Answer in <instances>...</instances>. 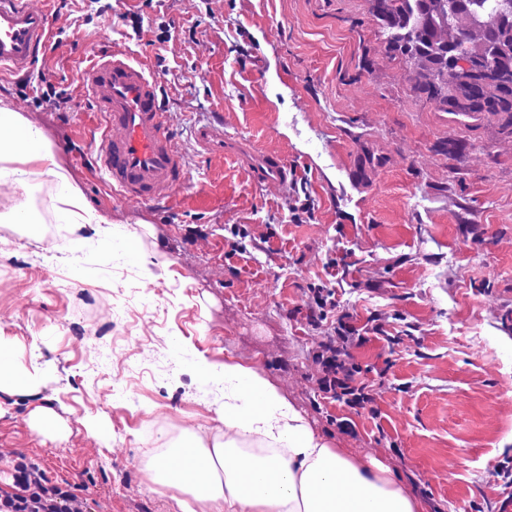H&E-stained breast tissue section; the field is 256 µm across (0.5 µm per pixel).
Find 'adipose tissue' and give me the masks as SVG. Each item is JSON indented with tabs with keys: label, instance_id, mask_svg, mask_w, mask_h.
<instances>
[{
	"label": "adipose tissue",
	"instance_id": "1",
	"mask_svg": "<svg viewBox=\"0 0 512 512\" xmlns=\"http://www.w3.org/2000/svg\"><path fill=\"white\" fill-rule=\"evenodd\" d=\"M56 185L58 218L112 239L108 216L85 205L43 130L0 105V185ZM45 378L38 361L19 370L0 360V393L33 396ZM179 512H422L391 467L333 446L255 367L224 365V437L190 439L146 466Z\"/></svg>",
	"mask_w": 512,
	"mask_h": 512
}]
</instances>
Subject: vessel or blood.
I'll return each mask as SVG.
<instances>
[{"mask_svg":"<svg viewBox=\"0 0 512 512\" xmlns=\"http://www.w3.org/2000/svg\"><path fill=\"white\" fill-rule=\"evenodd\" d=\"M49 35L46 12L31 8L28 0H0V70L29 68ZM79 79L98 117L94 162L114 192L130 202H150L176 197L189 186V172L173 146L159 81L143 64L123 52L102 55ZM196 141L205 155L224 152V136L214 126L200 127ZM252 167L258 182L288 183V163L276 152H255Z\"/></svg>","mask_w":512,"mask_h":512,"instance_id":"1","label":"vessel or blood"}]
</instances>
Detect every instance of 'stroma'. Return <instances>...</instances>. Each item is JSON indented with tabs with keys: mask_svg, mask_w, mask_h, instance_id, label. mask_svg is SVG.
<instances>
[{
	"mask_svg": "<svg viewBox=\"0 0 512 512\" xmlns=\"http://www.w3.org/2000/svg\"><path fill=\"white\" fill-rule=\"evenodd\" d=\"M52 37L0 103L40 126L113 244L75 240L46 181L12 192L37 234L0 223V355L38 356V396L0 394V492L37 463L89 512H177L144 468L163 445L223 437L225 361L258 368L341 448L388 465L423 512H512V129L444 111L388 49L371 0H29ZM124 52L158 80L200 194L131 203L95 170L96 119L79 84ZM62 112L37 107L46 85ZM232 144L202 155L195 125ZM283 155L286 187L256 182L253 150ZM310 217L292 221L295 198ZM251 240L226 256L233 226ZM164 253L168 266L144 267ZM340 270L338 310L387 337L352 346L374 410L322 398L314 355L329 323L308 285ZM49 401L63 430L30 423ZM107 426L109 441L90 424Z\"/></svg>",
	"mask_w": 512,
	"mask_h": 512,
	"instance_id": "stroma-1",
	"label": "stroma"
}]
</instances>
